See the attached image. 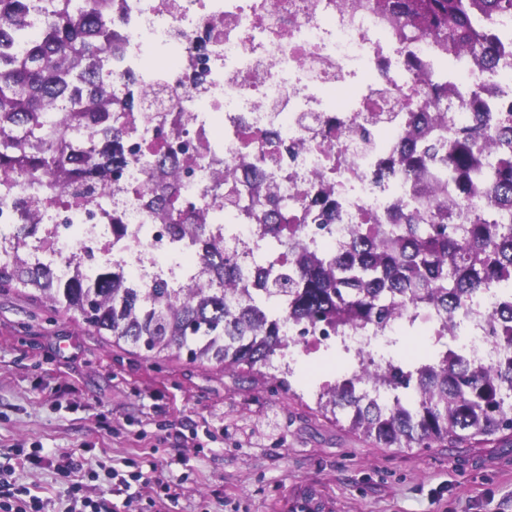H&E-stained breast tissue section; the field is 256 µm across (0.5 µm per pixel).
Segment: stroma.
I'll use <instances>...</instances> for the list:
<instances>
[{
  "instance_id": "1",
  "label": "stroma",
  "mask_w": 512,
  "mask_h": 512,
  "mask_svg": "<svg viewBox=\"0 0 512 512\" xmlns=\"http://www.w3.org/2000/svg\"><path fill=\"white\" fill-rule=\"evenodd\" d=\"M291 392L208 364L147 359L80 316L0 290V499L43 512H512V437L471 448H377ZM73 454L78 479L57 469ZM140 481H133V474Z\"/></svg>"
}]
</instances>
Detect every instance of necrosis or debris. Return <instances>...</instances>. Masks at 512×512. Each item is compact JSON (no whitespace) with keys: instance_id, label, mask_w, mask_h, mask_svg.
I'll use <instances>...</instances> for the list:
<instances>
[{"instance_id":"necrosis-or-debris-1","label":"necrosis or debris","mask_w":512,"mask_h":512,"mask_svg":"<svg viewBox=\"0 0 512 512\" xmlns=\"http://www.w3.org/2000/svg\"><path fill=\"white\" fill-rule=\"evenodd\" d=\"M498 68L483 73L465 53L450 57L428 37L402 40L393 17L369 0H112V89L129 104L131 160L106 198L58 199L39 191V253L67 262L92 248L84 270L105 265L141 288H178L196 261L189 237L154 216L153 157L192 156L176 202L185 223L206 212L211 232L259 287L255 257L267 206L227 205L253 183H274L279 209L304 226L320 252H343L347 227L387 223L407 184L399 159L436 127L467 128L482 112L512 105V16L492 22ZM437 85L446 97H430ZM496 294L471 303L458 333L487 358Z\"/></svg>"}]
</instances>
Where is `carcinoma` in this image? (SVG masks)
Returning a JSON list of instances; mask_svg holds the SVG:
<instances>
[{
    "label": "carcinoma",
    "instance_id": "obj_1",
    "mask_svg": "<svg viewBox=\"0 0 512 512\" xmlns=\"http://www.w3.org/2000/svg\"><path fill=\"white\" fill-rule=\"evenodd\" d=\"M112 0H0V38L40 19L42 37L22 53L0 54V180L46 181L58 195L92 198L111 188L128 163L122 141L129 127L112 114V78L102 53L112 51ZM402 23L406 38L430 36L450 55L468 51L483 70L496 63L495 36L474 27L476 15L512 14V0H375ZM488 147L494 162L475 161ZM412 182V206L390 224H353L345 255L317 254L300 224L275 214L266 233L276 241L265 260L270 277L248 292L237 287L239 266L224 255L223 238L206 214L182 230L198 242L206 274L183 288H137L101 268L63 276L55 260H34L30 241L39 214L0 237V288H24L74 312L100 336L131 345L146 358L186 356L238 376L272 366L302 341L283 323L338 335L383 327L410 312L434 310L440 328L431 351L414 360L388 356L386 366L363 360L326 384L316 412L377 448H467L512 434V326L492 319V353L476 362L448 342L466 303L494 284L512 310V112H484L471 129L418 141L401 157ZM156 217L181 220L168 203L175 165L159 156ZM459 196L486 194L488 207L457 223L448 178Z\"/></svg>",
    "mask_w": 512,
    "mask_h": 512
}]
</instances>
